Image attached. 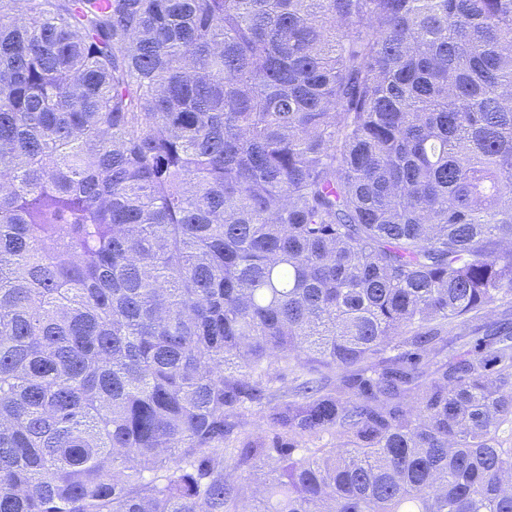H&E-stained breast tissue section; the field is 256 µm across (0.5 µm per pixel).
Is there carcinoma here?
Returning a JSON list of instances; mask_svg holds the SVG:
<instances>
[{
	"label": "carcinoma",
	"instance_id": "1",
	"mask_svg": "<svg viewBox=\"0 0 512 512\" xmlns=\"http://www.w3.org/2000/svg\"><path fill=\"white\" fill-rule=\"evenodd\" d=\"M509 305L512 0H0V512H512Z\"/></svg>",
	"mask_w": 512,
	"mask_h": 512
}]
</instances>
